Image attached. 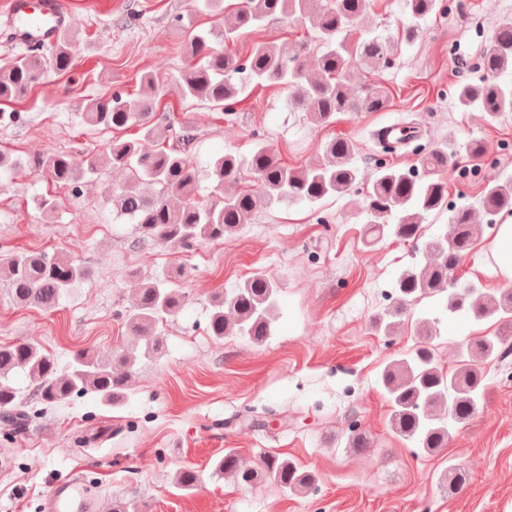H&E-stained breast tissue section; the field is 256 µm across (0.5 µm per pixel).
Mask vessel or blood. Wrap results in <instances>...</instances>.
Here are the masks:
<instances>
[{
    "label": "vessel or blood",
    "mask_w": 512,
    "mask_h": 512,
    "mask_svg": "<svg viewBox=\"0 0 512 512\" xmlns=\"http://www.w3.org/2000/svg\"><path fill=\"white\" fill-rule=\"evenodd\" d=\"M12 15L26 18L25 29L14 33V43L55 42L69 23L63 0H12ZM52 512H87L86 500L77 482L59 486L52 496Z\"/></svg>",
    "instance_id": "obj_1"
}]
</instances>
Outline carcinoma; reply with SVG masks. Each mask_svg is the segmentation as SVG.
Wrapping results in <instances>:
<instances>
[{
	"mask_svg": "<svg viewBox=\"0 0 512 512\" xmlns=\"http://www.w3.org/2000/svg\"><path fill=\"white\" fill-rule=\"evenodd\" d=\"M212 12L224 14V26L216 36L235 42L247 29L258 28L272 18L294 16L309 24L319 56L309 69L308 44L284 51L273 42H257L240 57L210 44L208 35L192 33L186 45L188 64L177 87L185 100L209 104L230 116L250 88L275 85L288 92V106L306 114L314 125H326L341 112H379L391 102L390 92L377 84L352 87L346 76L348 64L358 60L371 69L388 68L396 55L395 41L377 33L373 25V0H205ZM411 23L402 27L398 39L410 43L420 23L446 14L447 0H406ZM74 42L67 34L49 46H39L0 59V101L24 96L43 74L67 73L73 67ZM480 68L482 79L459 82L454 90L456 105L467 110L477 105L494 121L512 112V83L499 76L512 71V18L503 20L485 45ZM142 90L136 95L112 91L90 99L80 112L83 121L104 130L140 129L134 139H116L104 155L88 154L78 161L72 155L47 150L27 161V167L59 186H75L97 175L102 168H122L129 181L112 193V210L134 224L141 239L162 245L191 247L197 242L221 240L251 223L261 210L288 202L316 203L330 196H346L363 185V213L367 243L392 237L416 242L423 235V221L433 212H448L444 233L425 244L424 261L404 269L395 280L396 303L374 320L377 332L394 333L407 306L424 299L437 300V309L449 317L465 312L475 320L493 322L492 334L476 336L458 346L454 366L446 369L436 361L433 341L440 337L438 316L418 322L422 340L409 353L387 363L378 376L391 407V431L411 442L420 452L432 455L448 443L452 425L470 419L484 397V365L512 364V290L490 294L481 283L470 282L458 290L450 283L451 273L472 249L483 228L471 221V207L448 202L444 174L454 169L448 151L432 148L422 155L424 173L397 168L378 161L373 176L360 183L353 159L355 148L345 138H334L324 147L323 160L306 167L288 166L259 143L247 156L227 152L212 160L210 176L220 200L207 205L195 200L199 168L193 160L197 140L195 127L168 126L175 145L157 147L161 141L156 105L164 86L152 75L141 77ZM410 127L399 137L379 143L381 151L392 154L415 142ZM249 174L258 187L224 192L227 183L236 184ZM488 215L512 213V179L488 180L479 198ZM90 269L61 254L10 252L0 255V279L5 280L13 301L26 307L52 310L75 284L87 278ZM277 281L272 273L247 278L229 293L211 300L208 333L217 340L226 336L265 342L272 334V309ZM186 304L180 289L170 280L152 279L140 288L133 306L126 311L128 329L143 340L144 354L157 351L159 326L179 314ZM138 356L134 350L110 355L78 350L67 369L59 372L57 358L30 340L0 345V414L22 421L20 390L11 374L25 372L34 385L36 398L47 407L70 398L92 393L101 403L117 407L131 397L130 379ZM214 473L251 486L267 476L292 492L315 488L314 473L276 455L245 465L233 449L213 464ZM448 486L459 488L468 472L451 465L445 471ZM198 471L183 467L174 477L182 491L195 489Z\"/></svg>",
	"mask_w": 512,
	"mask_h": 512,
	"instance_id": "carcinoma-1",
	"label": "carcinoma"
}]
</instances>
